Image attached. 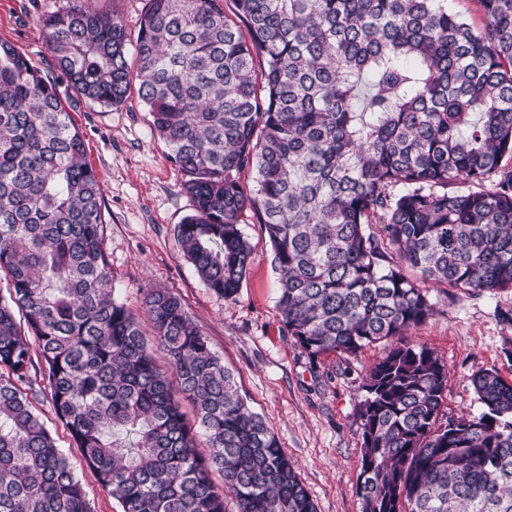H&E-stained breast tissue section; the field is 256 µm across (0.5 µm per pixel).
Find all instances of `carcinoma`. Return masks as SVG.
Returning <instances> with one entry per match:
<instances>
[{"mask_svg": "<svg viewBox=\"0 0 512 512\" xmlns=\"http://www.w3.org/2000/svg\"><path fill=\"white\" fill-rule=\"evenodd\" d=\"M477 2L479 30L448 0H147L133 40L66 0L40 21L46 72L0 39V512H91L22 389L34 350L122 512H225L228 493L237 512H316L180 297L143 290L149 340L115 296L69 108L135 85L187 176L176 235L204 286L237 298L249 212L310 356L387 344L359 403L361 512H512V382L474 373L477 412L449 417L447 365L402 339L434 314L427 282L512 288V0Z\"/></svg>", "mask_w": 512, "mask_h": 512, "instance_id": "obj_1", "label": "carcinoma"}]
</instances>
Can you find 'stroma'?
<instances>
[{
	"mask_svg": "<svg viewBox=\"0 0 512 512\" xmlns=\"http://www.w3.org/2000/svg\"><path fill=\"white\" fill-rule=\"evenodd\" d=\"M63 2L0 0V37L20 47L36 66H45L50 55L39 22ZM71 116L100 180L112 282L143 332L151 333L152 324L141 303L142 289L177 294L232 372L248 406L266 420L295 462L317 512H360L355 493L361 461L358 407L365 374L384 356V344L355 354L310 357L283 326L270 245L262 225L250 216L244 231L254 261L237 299L224 300L205 288L175 232L192 211L182 189L185 176L154 133L138 95L112 108L82 105ZM428 291L435 313L407 339L428 346L446 363L444 411L454 417L476 411L474 372L494 370L512 381V324L501 319L503 313L512 314V289L472 296L432 284ZM34 406L68 455L92 512H121L58 425L48 398L38 396Z\"/></svg>",
	"mask_w": 512,
	"mask_h": 512,
	"instance_id": "obj_1",
	"label": "stroma"
}]
</instances>
